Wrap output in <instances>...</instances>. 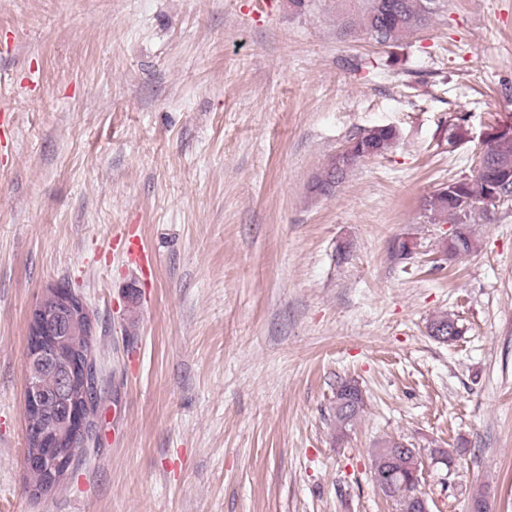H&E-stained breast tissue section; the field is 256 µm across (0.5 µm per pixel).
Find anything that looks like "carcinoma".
I'll use <instances>...</instances> for the list:
<instances>
[{"mask_svg": "<svg viewBox=\"0 0 512 512\" xmlns=\"http://www.w3.org/2000/svg\"><path fill=\"white\" fill-rule=\"evenodd\" d=\"M439 8L437 0H364L360 11L341 22V31L348 34L360 28L380 45L399 41L403 36L427 27ZM365 150L356 153L350 162L339 158L331 159L316 177L315 188L325 195L336 191L349 173L362 161L390 151L399 139V133L391 126H373L355 135ZM482 160L485 174L474 180L453 179L425 199L423 210L428 222L452 224L456 232L446 242L445 250L451 257L467 254L476 249L470 225L476 217L490 218L493 211L482 209L488 193L495 192L505 202L512 203V149L505 151L489 146ZM429 333L442 342H452L460 336L454 318L443 315L432 319ZM93 353V337L79 336L74 345H61L57 348L56 359L43 373L42 388L44 406L27 414L29 427L40 430L56 441L53 448H44L26 439V456L42 455L45 462L62 459L71 454L72 440L69 435L58 436L60 424L64 421L67 408L64 402L63 385L59 368L76 356ZM363 406L362 392L352 381H345L336 388L335 415L340 427L350 425ZM412 455L404 450L398 440H386L376 449L372 461L371 474L385 478L384 494L392 499L397 512H422L419 498L414 491L415 481L411 469ZM31 482L28 487L47 496L56 491L50 484L48 468L29 469Z\"/></svg>", "mask_w": 512, "mask_h": 512, "instance_id": "1", "label": "carcinoma"}]
</instances>
